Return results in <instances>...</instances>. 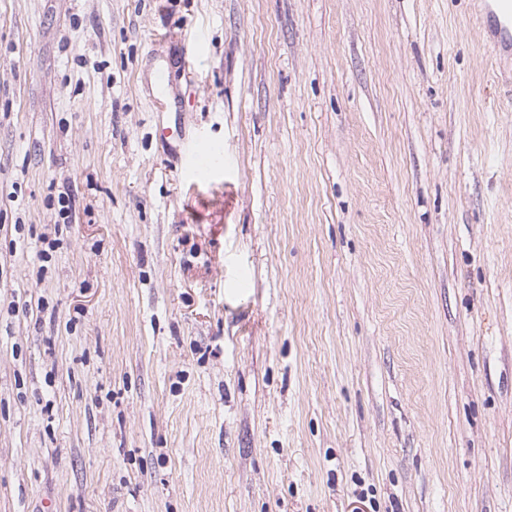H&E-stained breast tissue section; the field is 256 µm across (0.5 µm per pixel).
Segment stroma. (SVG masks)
<instances>
[{
    "mask_svg": "<svg viewBox=\"0 0 512 512\" xmlns=\"http://www.w3.org/2000/svg\"><path fill=\"white\" fill-rule=\"evenodd\" d=\"M473 2L0 0V512H512Z\"/></svg>",
    "mask_w": 512,
    "mask_h": 512,
    "instance_id": "obj_1",
    "label": "stroma"
}]
</instances>
